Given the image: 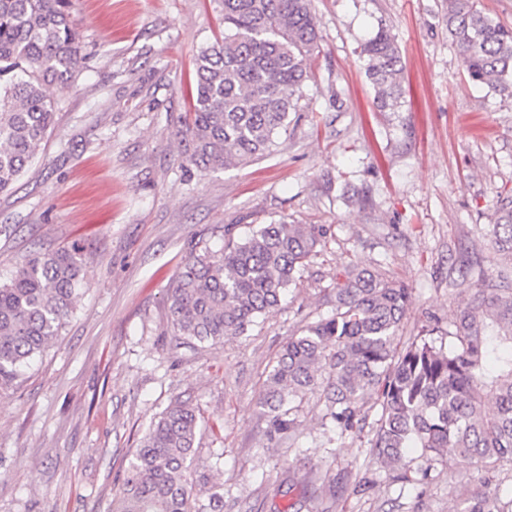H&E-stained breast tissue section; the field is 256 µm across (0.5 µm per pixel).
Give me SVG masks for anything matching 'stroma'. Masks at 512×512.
Listing matches in <instances>:
<instances>
[{
  "label": "stroma",
  "mask_w": 512,
  "mask_h": 512,
  "mask_svg": "<svg viewBox=\"0 0 512 512\" xmlns=\"http://www.w3.org/2000/svg\"><path fill=\"white\" fill-rule=\"evenodd\" d=\"M312 7L322 41L287 135L250 165L200 172L180 131L196 55L224 30L218 0H70L85 60L70 85L48 86L55 125L0 193V273L76 246L85 278L61 336L0 391V512H111L140 439L177 400L200 414L193 466L223 485L224 512H454L488 478L512 498L511 471L466 458L435 462L423 485L391 483L368 434L338 436L316 392L292 438L266 436V372L332 313L337 275L402 281L404 335L447 331L476 285L458 249L497 275L485 232L512 194V97L464 78L443 0ZM381 28L403 56L394 112L377 110L359 59ZM283 218L327 237L280 305L224 343L180 344L167 290L191 249Z\"/></svg>",
  "instance_id": "1"
}]
</instances>
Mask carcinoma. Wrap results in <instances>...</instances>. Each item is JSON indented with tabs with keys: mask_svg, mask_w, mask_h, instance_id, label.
I'll use <instances>...</instances> for the list:
<instances>
[{
	"mask_svg": "<svg viewBox=\"0 0 512 512\" xmlns=\"http://www.w3.org/2000/svg\"><path fill=\"white\" fill-rule=\"evenodd\" d=\"M224 36L198 53L184 154L200 172L245 166L288 132L321 35L311 0H220ZM448 37L477 85L512 96V27L480 0H444ZM381 112L404 95L401 54L381 28L360 48ZM82 57L68 0H0V192L39 154L54 122L43 84L68 83ZM487 236L512 263V199L503 198ZM322 224H262L219 251L192 250L168 289L174 334L186 344L241 336L325 241ZM79 249L38 253L0 279V389L60 336L83 280ZM332 313L292 336L270 365L259 399L267 436L294 431L304 397L321 392L340 435L371 424L370 451L417 466L391 476L425 480L432 463L469 457L491 472L512 468V285L479 276L448 322V341L400 336L410 293L376 270L337 278ZM494 411H484L485 402ZM197 410L171 403L140 441L112 499V512H224L223 488L201 501L193 467ZM455 512H512L489 486L459 499Z\"/></svg>",
	"mask_w": 512,
	"mask_h": 512,
	"instance_id": "obj_1",
	"label": "carcinoma"
}]
</instances>
